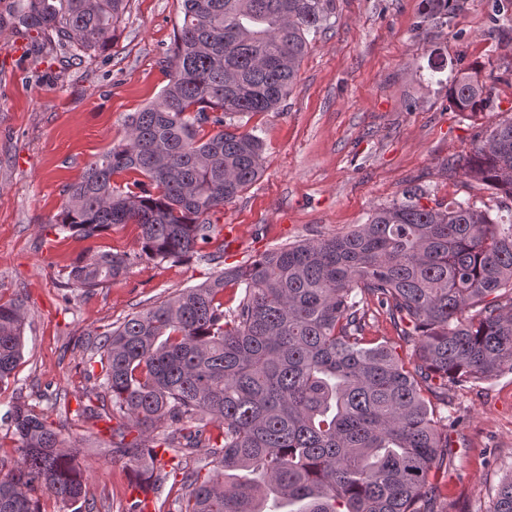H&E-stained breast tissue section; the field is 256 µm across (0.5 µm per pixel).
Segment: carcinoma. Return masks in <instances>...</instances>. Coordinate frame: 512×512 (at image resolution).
I'll return each mask as SVG.
<instances>
[{
	"label": "carcinoma",
	"mask_w": 512,
	"mask_h": 512,
	"mask_svg": "<svg viewBox=\"0 0 512 512\" xmlns=\"http://www.w3.org/2000/svg\"><path fill=\"white\" fill-rule=\"evenodd\" d=\"M424 2L430 16L459 6ZM127 3L18 0L0 21L81 59L110 47ZM332 10L333 0H182V25L159 61L166 84L128 117L123 141L64 190L58 230L88 239L135 224L141 259L215 260L203 254L210 215L264 167L261 139L234 119L280 108ZM488 96L468 74L448 88L459 112L480 111ZM206 124L217 131L200 135ZM125 171L146 178L133 182L138 191L112 182ZM466 175L504 198L497 213L469 200L427 207L415 188L345 233L269 249L127 317L97 349L96 380L112 409L80 401L77 413L109 431L117 421L122 437L137 432L111 452L155 490L157 449L195 448L216 429L207 436L213 475L189 481L177 512H422L448 447L426 395L446 405L448 383L512 372L511 118L492 127ZM132 264L97 253L71 266L67 287L91 293ZM228 286L241 296L226 310ZM369 297L403 335L418 336L414 360L364 336ZM24 331L23 304L0 303V385L15 378ZM7 419L22 460L0 476V512H41L37 488L79 503L86 479L76 452L26 402ZM491 512H512V473Z\"/></svg>",
	"instance_id": "cac0c4a2"
}]
</instances>
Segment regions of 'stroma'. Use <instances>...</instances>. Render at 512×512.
<instances>
[{
	"instance_id": "35a3bbf8",
	"label": "stroma",
	"mask_w": 512,
	"mask_h": 512,
	"mask_svg": "<svg viewBox=\"0 0 512 512\" xmlns=\"http://www.w3.org/2000/svg\"><path fill=\"white\" fill-rule=\"evenodd\" d=\"M492 0H464L452 17H426L423 0H335L280 111L246 116L264 147L265 169L239 198L212 215L207 252L218 260L158 264L139 258L128 224L79 239L55 226L66 185L125 134L129 114L166 83L158 61L182 23L180 0H129L113 44L71 65L34 54L36 33L0 25V298H19L25 348L15 383L0 388V415L13 401L33 405L86 468L91 512H130L133 473L110 451L104 422L77 402L93 388L87 363L102 333L128 316L196 286L228 266L298 240L365 223L377 206L411 187L423 203L473 199L496 207L494 190L469 178L465 162L492 124L512 117V22H492ZM486 82L480 112L456 111L448 87L462 73ZM110 251L134 256L106 287L62 295L71 265ZM365 334L411 358L386 309L370 302ZM441 418L452 421L435 512H490L512 471V373L449 386ZM207 444L160 456L165 479L152 505L175 512Z\"/></svg>"
}]
</instances>
